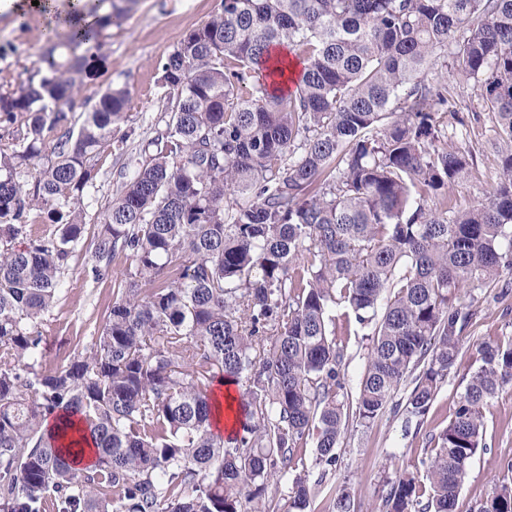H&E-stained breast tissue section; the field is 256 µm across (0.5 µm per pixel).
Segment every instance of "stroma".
Here are the masks:
<instances>
[{
	"instance_id": "stroma-1",
	"label": "stroma",
	"mask_w": 512,
	"mask_h": 512,
	"mask_svg": "<svg viewBox=\"0 0 512 512\" xmlns=\"http://www.w3.org/2000/svg\"><path fill=\"white\" fill-rule=\"evenodd\" d=\"M220 0H90L98 14L124 9L121 24L103 32L105 71L85 80L82 95L88 101L108 85L124 86L131 102L127 121L119 126L129 139L123 153L103 159L97 190L86 207V222H99L121 171H132L141 139L163 125V88L159 65L182 38L204 23ZM48 19L41 14L0 12V92L16 89L37 70ZM460 109L458 117H446L449 144L466 133L474 154L471 172L456 183L450 203L463 209L486 202L499 181L502 157L512 145L500 140L473 84L457 83L450 89ZM126 260L111 264L110 279L94 282L85 253L76 250L64 274V289L48 314L51 322L44 354L48 360L74 356L91 343L100 325V312L112 298V279L129 268ZM471 319L462 333L459 355L448 381L432 404L423 423L403 431L401 420L385 413L367 427H350L342 438L339 460L332 470L314 461L313 448L302 456L311 478L326 474V490L313 498L306 512H326L327 492L344 486L351 493L354 512H382L388 484L404 471L414 470L430 451L429 440L453 418L469 374L479 364L482 343L512 337V277L502 276L490 287L475 290L463 300ZM336 341L344 354V399L354 403L358 381L367 361V341L356 330L340 333ZM487 448L471 462L461 486L456 512H477L495 484L512 481V388L503 389L483 409Z\"/></svg>"
}]
</instances>
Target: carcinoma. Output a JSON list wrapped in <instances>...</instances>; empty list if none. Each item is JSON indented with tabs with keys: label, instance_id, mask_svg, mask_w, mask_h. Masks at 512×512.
<instances>
[{
	"label": "carcinoma",
	"instance_id": "carcinoma-1",
	"mask_svg": "<svg viewBox=\"0 0 512 512\" xmlns=\"http://www.w3.org/2000/svg\"><path fill=\"white\" fill-rule=\"evenodd\" d=\"M110 24L68 21L39 78L0 94L13 128L0 139V512H243L308 440L332 467L352 420L390 408L421 423L457 361L462 291L512 275V153L486 203L450 207L474 154L448 149L444 125L448 82L472 80L512 143V0H220L162 63L168 120L90 233L86 200L128 89L107 86L71 125ZM276 46L302 64L293 90L272 88ZM82 242L94 280L121 256L131 271L89 353L48 364L46 314ZM342 303L369 340L353 408ZM479 355L421 461L428 491L404 471L386 512H456L486 447L482 409L512 387V337ZM224 378L229 438L211 430ZM49 417L79 423L92 467L71 466ZM311 493L296 476L288 512ZM328 512H352L347 489ZM478 512H512V485Z\"/></svg>",
	"mask_w": 512,
	"mask_h": 512
}]
</instances>
